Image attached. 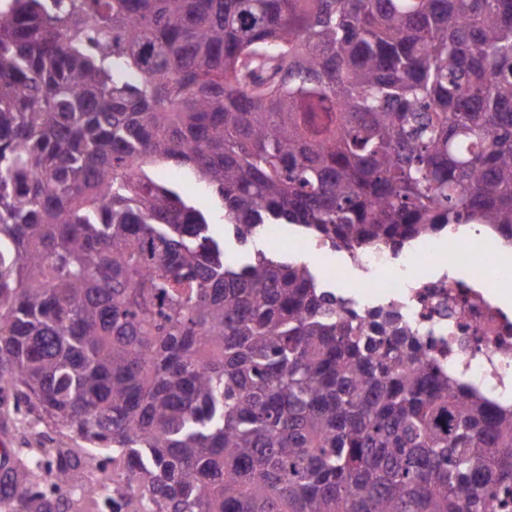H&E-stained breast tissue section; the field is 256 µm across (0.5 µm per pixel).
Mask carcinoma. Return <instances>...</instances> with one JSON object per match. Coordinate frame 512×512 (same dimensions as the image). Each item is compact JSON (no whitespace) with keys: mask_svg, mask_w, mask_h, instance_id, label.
Returning a JSON list of instances; mask_svg holds the SVG:
<instances>
[{"mask_svg":"<svg viewBox=\"0 0 512 512\" xmlns=\"http://www.w3.org/2000/svg\"><path fill=\"white\" fill-rule=\"evenodd\" d=\"M450 224L512 245V0H0V382L139 512H512V404L306 263ZM81 467L3 473L61 512ZM145 169L152 177L160 182L180 185L196 207L213 214L211 225L212 233L219 238L224 237L222 212L217 206L215 198L208 190L199 183L195 184L194 182L186 180L182 170L172 164L151 162L145 165Z\"/></svg>","mask_w":512,"mask_h":512,"instance_id":"1","label":"carcinoma"}]
</instances>
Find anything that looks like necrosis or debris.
<instances>
[{
	"label": "necrosis or debris",
	"mask_w": 512,
	"mask_h": 512,
	"mask_svg": "<svg viewBox=\"0 0 512 512\" xmlns=\"http://www.w3.org/2000/svg\"><path fill=\"white\" fill-rule=\"evenodd\" d=\"M367 275L352 283L361 310L394 304L429 343V357L496 402H512V315L477 282L480 267H497L449 235L447 248L421 241L402 260L372 246L354 257Z\"/></svg>",
	"instance_id": "1"
}]
</instances>
